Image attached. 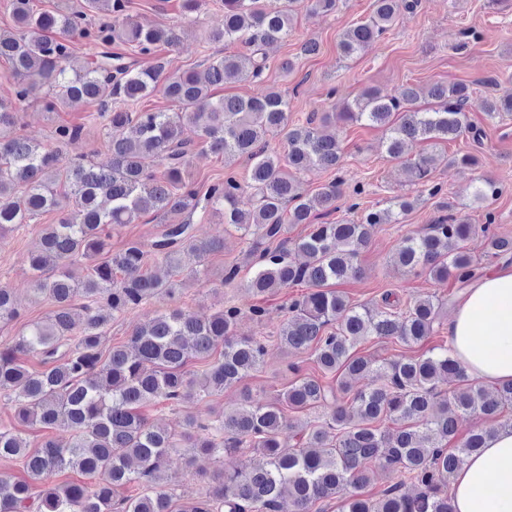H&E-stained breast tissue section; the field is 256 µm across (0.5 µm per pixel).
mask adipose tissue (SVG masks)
I'll return each instance as SVG.
<instances>
[{
  "instance_id": "ef3b65f1",
  "label": "adipose tissue",
  "mask_w": 512,
  "mask_h": 512,
  "mask_svg": "<svg viewBox=\"0 0 512 512\" xmlns=\"http://www.w3.org/2000/svg\"><path fill=\"white\" fill-rule=\"evenodd\" d=\"M449 349L470 378L512 381V267L484 274L461 297ZM453 512H512V425L498 427L465 458L452 482Z\"/></svg>"
}]
</instances>
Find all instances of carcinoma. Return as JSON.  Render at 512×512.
I'll return each instance as SVG.
<instances>
[{
    "mask_svg": "<svg viewBox=\"0 0 512 512\" xmlns=\"http://www.w3.org/2000/svg\"><path fill=\"white\" fill-rule=\"evenodd\" d=\"M341 0H222L224 25L206 32L209 43H237L243 51L220 54L205 75L193 69L169 71L163 62L143 66L112 52L124 42L151 56L159 45L176 48L174 29H157L132 21L125 0H85L107 19L88 22L84 10L64 7L38 12L33 0H10L16 23L0 31V59L10 65L15 100L39 98L42 109L56 112L73 103H94L107 119L111 163L98 167L83 157L63 160L60 147L77 139L82 127L59 125L54 144L42 146L17 133L18 112L0 98V241L37 216L53 212L40 248L27 263L37 295L55 306L43 322L27 325L0 345V391L7 395L20 424L72 432L62 445L52 439L31 450L14 427L0 429V461L20 460L31 476L45 481L32 492L23 480L0 478V512H309L312 504L341 497V512H451L448 486L464 459L484 446L489 431L476 430L453 452L444 444L456 434V417H496L512 407V382L484 388L470 379L449 353L438 352L398 360L377 361L356 353L361 341L376 336L417 344L434 332L442 302L431 296L411 298L403 312L356 304L330 285L360 275L357 256L377 224H401L414 207L404 197L387 208L367 211L358 221L323 222L340 209L347 180L341 176L315 194L302 188L297 174L316 166L340 170L339 139L319 133L314 123L366 122L383 129L381 149L400 160L408 144L437 143L470 136L481 128L468 121L472 108L469 84L437 83L430 89L435 106H416L418 92L404 86L394 96L364 90L341 112L311 113L294 124L281 92L264 90L247 99L215 96L229 78L260 82L270 68L266 47L288 36L301 10L312 15L336 12ZM418 0H375L369 19L345 31L339 46L344 58L361 53L390 31L403 10ZM88 47V61L78 70L63 62L73 53L71 39ZM160 92L175 102L173 112L121 110ZM486 119L512 114V97H487L477 103ZM191 129L217 155L250 162L247 187L257 195L254 208L243 211L236 200L245 187L234 173L201 190L189 176L195 144L183 137ZM282 134L287 152L267 149L268 137ZM471 154L448 158L421 154L408 163L410 181L428 187L437 165L468 166ZM501 187L492 177L475 186L472 204L496 199ZM219 215L224 223L252 236L250 255L256 269L245 290L255 296L304 284L309 291L293 300L279 332L289 353L313 349L323 373L341 372L338 387L301 374L289 365L293 379L274 401L254 405L249 395L234 409L215 415L206 425H189L181 437L148 424L139 409L150 403L200 400L240 384L265 355L264 343L236 332L241 308L222 307L206 320L179 309L161 313L134 327L121 346L108 354L100 349L109 321L153 299L174 301L182 282L179 255L189 248L204 257L224 247L220 239L198 240L190 234L197 214ZM167 222L152 253L170 268L161 280L148 270V254L131 243L114 253L112 229L144 216ZM496 221L485 211L478 226L452 213L435 221L421 236H407L395 259L406 272L437 281L469 285L481 273L460 243L476 231L484 233L491 258L512 256V237L489 233ZM305 224L308 232L288 238V225ZM305 256L296 264L291 252ZM85 261L78 279L71 265ZM84 312L75 325L72 309ZM20 316L10 289L0 286V321ZM218 357H213L214 353ZM36 355L45 368L31 371L21 357ZM208 359L202 374H191V359ZM374 374L381 385L350 392L349 380ZM441 384L454 385L440 397ZM329 409V418L313 427L298 448L282 440L288 428L284 408ZM395 425L383 428L385 422ZM179 448L207 455L259 453L263 462L245 463L215 477L208 494L182 500L158 490L161 462ZM379 462L387 472L413 480L418 492L408 496L400 485L389 486L371 500L354 492L368 483L367 464ZM69 470L95 479L92 485L56 484L52 477ZM131 483L145 486L136 498L119 495Z\"/></svg>",
    "mask_w": 512,
    "mask_h": 512,
    "instance_id": "obj_1",
    "label": "carcinoma"
}]
</instances>
